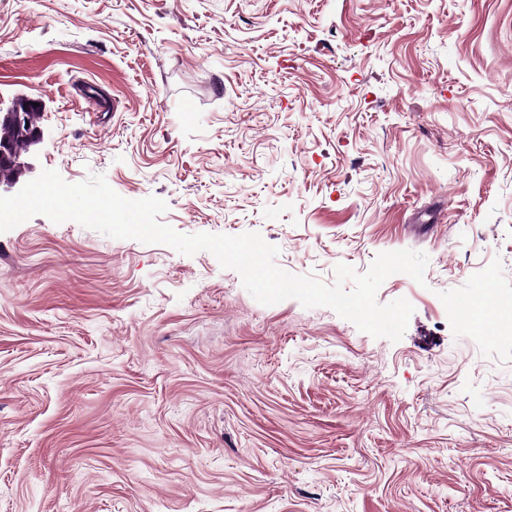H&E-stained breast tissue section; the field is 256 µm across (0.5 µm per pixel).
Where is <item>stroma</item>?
Listing matches in <instances>:
<instances>
[{
  "instance_id": "obj_1",
  "label": "stroma",
  "mask_w": 512,
  "mask_h": 512,
  "mask_svg": "<svg viewBox=\"0 0 512 512\" xmlns=\"http://www.w3.org/2000/svg\"><path fill=\"white\" fill-rule=\"evenodd\" d=\"M30 177L276 264L425 253L398 342L37 215L0 233V512H512V0H0ZM19 101H20L19 99L15 100L12 103V105L7 109L6 112H2V109H1L0 121L9 123L16 130L21 131V132H25L24 127L28 126V125H26V122H28V119H29V124L32 128L39 127L38 126L39 112H37V111L29 112L28 117L26 114L27 110L31 106H34V103H39V102L34 99L23 98L24 106L21 107L19 105ZM39 106H40V103H39ZM39 106H34V107L38 108Z\"/></svg>"
}]
</instances>
